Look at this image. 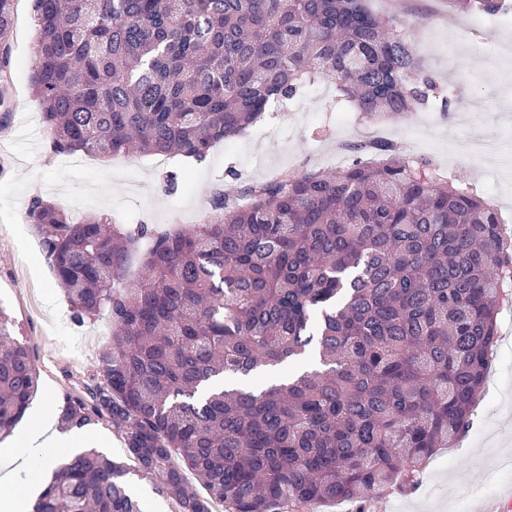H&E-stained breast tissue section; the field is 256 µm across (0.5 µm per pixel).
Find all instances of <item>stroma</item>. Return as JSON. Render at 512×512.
Returning a JSON list of instances; mask_svg holds the SVG:
<instances>
[{"label": "stroma", "instance_id": "obj_1", "mask_svg": "<svg viewBox=\"0 0 512 512\" xmlns=\"http://www.w3.org/2000/svg\"><path fill=\"white\" fill-rule=\"evenodd\" d=\"M31 0H19L11 38L10 84L0 101V307L29 349L38 372L29 406L60 410L84 386L112 341L100 319L77 325L24 214L39 196L104 212L123 224L177 230L200 223L218 188H245L294 171L335 172L340 145L363 137L397 142L414 157L432 160L449 180L489 199L512 225V21L449 9L448 0H368L380 15H395L435 87L426 105L402 118L375 123L338 101L332 84L316 82L294 100L271 106L245 135L218 146L200 162L140 154L89 166L58 162L47 146L29 77L34 55ZM476 138L501 143L499 152L475 155ZM482 396L469 432L437 451L415 481L389 487L364 503L313 506L307 512H477L488 499L512 495V475L497 471L512 457V302L497 320Z\"/></svg>", "mask_w": 512, "mask_h": 512}]
</instances>
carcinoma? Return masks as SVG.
<instances>
[{
    "instance_id": "carcinoma-1",
    "label": "carcinoma",
    "mask_w": 512,
    "mask_h": 512,
    "mask_svg": "<svg viewBox=\"0 0 512 512\" xmlns=\"http://www.w3.org/2000/svg\"><path fill=\"white\" fill-rule=\"evenodd\" d=\"M15 2L0 0L5 83ZM33 3L30 87L54 154L202 161L318 80L377 118L416 110L433 88L398 18L366 0ZM348 150L357 160L332 174L219 191L178 232L105 213L75 222L30 201L73 319L112 323L96 382L65 399L61 423L107 421L129 460L95 449L68 460L35 512H143L133 470L177 512H302L407 481L470 428L512 286V236L429 160L389 141ZM295 363L285 383L240 385ZM37 387L0 308V438Z\"/></svg>"
}]
</instances>
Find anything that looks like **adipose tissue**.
I'll use <instances>...</instances> for the list:
<instances>
[{"instance_id": "1", "label": "adipose tissue", "mask_w": 512, "mask_h": 512, "mask_svg": "<svg viewBox=\"0 0 512 512\" xmlns=\"http://www.w3.org/2000/svg\"><path fill=\"white\" fill-rule=\"evenodd\" d=\"M87 447L82 432L57 433L50 411L34 415L12 446L0 450V512H32V504L44 486V471L55 465L57 458H73ZM54 449V456L44 459L41 469L33 471L27 484H19L13 476L17 458Z\"/></svg>"}]
</instances>
